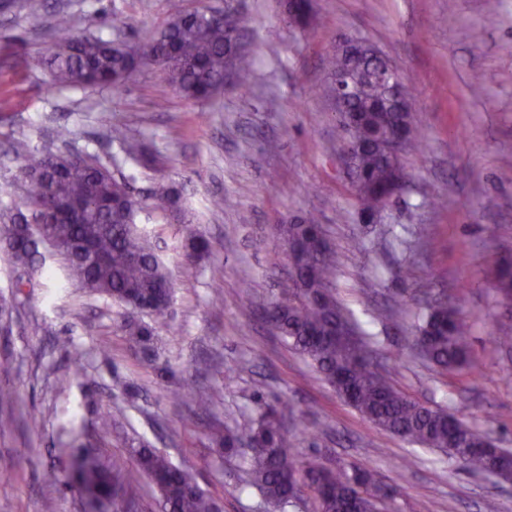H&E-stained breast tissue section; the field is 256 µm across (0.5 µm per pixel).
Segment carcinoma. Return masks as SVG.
Segmentation results:
<instances>
[{
	"instance_id": "carcinoma-1",
	"label": "carcinoma",
	"mask_w": 512,
	"mask_h": 512,
	"mask_svg": "<svg viewBox=\"0 0 512 512\" xmlns=\"http://www.w3.org/2000/svg\"><path fill=\"white\" fill-rule=\"evenodd\" d=\"M291 24L309 25L311 0H282ZM61 33L44 63L52 84L80 88H120L140 62L158 66L168 82L185 98L204 101L224 85L231 72L238 87L254 79L253 60L242 48L228 44L241 28L232 0H225L224 19L202 16V10L175 11L157 38L140 51L99 35L70 34L71 19L60 14L54 22ZM381 65L367 62L351 76L361 93L348 99L339 113L340 142L355 147L352 185L359 218L376 223L382 205L394 191L412 180L404 158L390 163L384 155L388 137L399 132L406 153L424 150L415 110L404 109L406 89L394 91L380 77ZM21 168L27 189L21 203L13 202L11 183H0V224L9 237L0 248L27 274L36 270L44 253L62 259L68 281L91 295L107 296L125 306L161 317L172 304V276L156 253L153 239L138 231L141 201L129 184L112 175L108 163L85 152H29ZM153 208L166 218L180 212L179 194L161 184L153 193ZM283 243L297 248L288 257V287L263 310L264 318L288 346L308 360L336 394L371 425L412 445L443 453L460 469L512 478V450L487 447L481 434L445 409H430L398 392L375 361L372 337L360 328L335 295L339 258L322 225L312 218L277 226ZM210 251L209 242L191 231L186 238L188 264ZM495 289L512 301V260L505 261ZM350 323L359 339L338 334ZM472 325L449 303L425 306L416 327L415 348L442 374H453L468 363ZM131 347L146 350L151 330L138 320L122 326ZM211 443L226 453L241 438L219 421L210 428ZM246 441L254 445L245 460L249 482L263 493L268 506L286 509L308 487L315 512H383V504L397 491L377 474L354 462L335 469L318 457L291 458L285 446L281 412L274 403H261ZM138 471L157 491L162 512H218L213 495L203 491L182 468L155 448L128 449ZM72 479L93 512H135L131 482L123 464L89 445L72 463Z\"/></svg>"
}]
</instances>
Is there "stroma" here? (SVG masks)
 Returning <instances> with one entry per match:
<instances>
[{
	"label": "stroma",
	"mask_w": 512,
	"mask_h": 512,
	"mask_svg": "<svg viewBox=\"0 0 512 512\" xmlns=\"http://www.w3.org/2000/svg\"><path fill=\"white\" fill-rule=\"evenodd\" d=\"M224 0H45L40 17L0 11V183L21 179L18 145L113 158L142 203L139 231L158 245L174 282L169 313L145 316L156 359L146 363L120 325L131 309L64 287L63 264L46 257L26 293L0 253V298L13 307L0 330V512H86L66 483L80 441L112 413L106 455L124 461L137 512H156L157 492L129 460L145 441L167 453L218 498L223 512H265L243 461L210 447L214 421L247 432L261 401L286 406L294 458L356 462L397 487L386 512H512V484L456 467L440 452L371 426L286 345L259 310L288 279L278 224L316 217L341 259L337 298L387 356L395 389L446 409L497 445L512 449V302L493 286L512 255V0H316L307 30L291 26L280 0H236L255 61L250 91L226 81L211 101L186 100L160 69L138 65L117 90L55 89L37 66L53 40L56 14L72 34L150 43L175 8L223 7ZM341 33L362 36L399 70L413 96L426 148L406 156L413 181L384 223H359L350 180L337 157L336 114L323 60ZM67 127L69 144L56 139ZM139 141L146 162L127 157L108 129ZM161 183L177 188L182 221L151 207ZM444 204H430L434 196ZM496 205L484 206L486 197ZM223 198V208L213 207ZM212 242L187 268L188 229ZM222 268L215 277L214 268ZM447 294L472 324L471 363L443 376L411 351L423 291ZM84 352L68 386L71 348ZM211 398L196 409L195 397Z\"/></svg>",
	"instance_id": "stroma-1"
}]
</instances>
